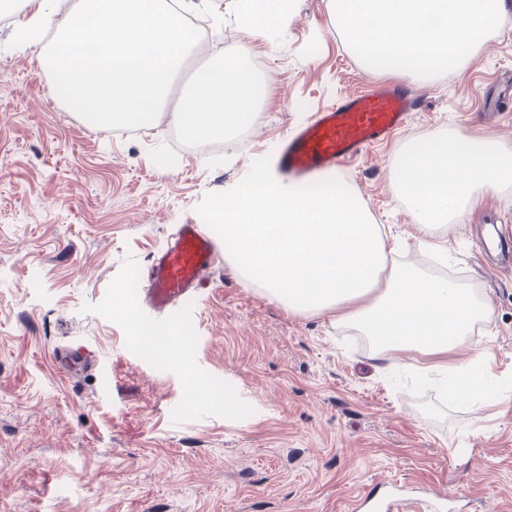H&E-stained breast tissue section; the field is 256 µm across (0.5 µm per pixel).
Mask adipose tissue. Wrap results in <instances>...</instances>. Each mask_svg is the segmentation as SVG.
Masks as SVG:
<instances>
[{"instance_id": "obj_1", "label": "adipose tissue", "mask_w": 512, "mask_h": 512, "mask_svg": "<svg viewBox=\"0 0 512 512\" xmlns=\"http://www.w3.org/2000/svg\"><path fill=\"white\" fill-rule=\"evenodd\" d=\"M46 0H20L13 30L19 49L43 45L39 64L53 72V90L92 122L106 127L154 124L177 72L195 45L186 24L208 0H87L57 16ZM269 93L247 73L236 49L194 74L172 119L186 139L223 137ZM397 193L420 232L437 249L438 231L477 203L479 191L512 183V153L493 140L457 131L408 142L394 161ZM224 218V246L240 277L302 312L331 311L392 349L426 356L467 350L471 325L485 313L468 289L393 260L395 248L355 190L329 181L318 190L284 184L263 166L212 200ZM449 398L476 401L496 392L483 353L454 363Z\"/></svg>"}]
</instances>
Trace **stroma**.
I'll return each instance as SVG.
<instances>
[{
	"mask_svg": "<svg viewBox=\"0 0 512 512\" xmlns=\"http://www.w3.org/2000/svg\"><path fill=\"white\" fill-rule=\"evenodd\" d=\"M238 11V0H211L197 15L210 47L169 99L229 46L264 57L269 96L245 119L244 144L223 153L176 136L168 112L138 136L90 125L53 95L38 48L15 47L13 16L0 18V512H355L389 481L512 512V400H448L429 358H377L359 326L289 311L230 261L189 305L184 341L138 301L153 336H133L128 279L177 225L223 240L214 196L255 164L273 167L283 136L315 112L397 79L421 109L337 176L399 237V261L472 289L487 314L469 342L512 384V250L482 253L473 230L512 225V184L441 229L443 259L418 250L392 168L408 141L451 130L512 151V8L471 59L433 78L369 70L330 0H293L287 26L263 34ZM75 341L97 355L77 380L49 352ZM228 393L238 411H225Z\"/></svg>",
	"mask_w": 512,
	"mask_h": 512,
	"instance_id": "stroma-1",
	"label": "stroma"
}]
</instances>
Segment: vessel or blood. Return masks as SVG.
<instances>
[{
	"mask_svg": "<svg viewBox=\"0 0 512 512\" xmlns=\"http://www.w3.org/2000/svg\"><path fill=\"white\" fill-rule=\"evenodd\" d=\"M420 96L402 82L370 81L364 90L315 113L305 126L282 143L279 166L297 182L313 181L338 170L370 147L388 141L419 108ZM223 254L221 245L201 224L178 225L174 236L151 260L144 277L142 299L153 314L168 320L182 318L187 301L203 297ZM60 370L72 378L88 376L96 357L81 345L54 348ZM446 497L429 492L408 501L397 485H390L373 504L358 500L357 508L374 512H439Z\"/></svg>",
	"mask_w": 512,
	"mask_h": 512,
	"instance_id": "1",
	"label": "vessel or blood"
}]
</instances>
